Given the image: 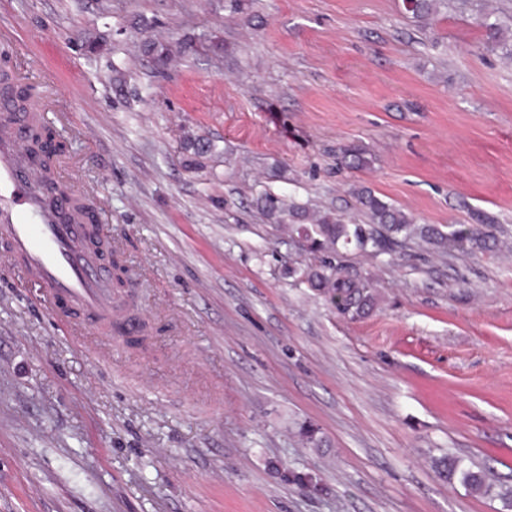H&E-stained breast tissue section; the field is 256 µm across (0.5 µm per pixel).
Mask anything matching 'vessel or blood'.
<instances>
[{
	"mask_svg": "<svg viewBox=\"0 0 512 512\" xmlns=\"http://www.w3.org/2000/svg\"><path fill=\"white\" fill-rule=\"evenodd\" d=\"M32 121L0 99V239L8 257L50 300L67 299L95 321L117 316L110 276L82 247L83 225L72 219L74 195L49 197L46 179L25 157Z\"/></svg>",
	"mask_w": 512,
	"mask_h": 512,
	"instance_id": "vessel-or-blood-1",
	"label": "vessel or blood"
}]
</instances>
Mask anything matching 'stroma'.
I'll return each instance as SVG.
<instances>
[{
    "label": "stroma",
    "instance_id": "stroma-1",
    "mask_svg": "<svg viewBox=\"0 0 512 512\" xmlns=\"http://www.w3.org/2000/svg\"><path fill=\"white\" fill-rule=\"evenodd\" d=\"M491 4L512 23V0H448L426 27L402 0H0V58L49 95L147 338L66 334L0 263V512H505L434 467L512 487V59L476 23ZM184 35L165 66L144 50ZM189 135L214 146L190 168ZM350 145L368 168L341 167ZM361 187L420 225L491 218L500 246L344 251L378 300L340 317L254 200L348 218ZM440 473L448 480L458 478L459 481L472 492L490 495L494 484L490 478L489 469L485 466L471 463L469 467L463 466L462 461L456 457H443L437 462Z\"/></svg>",
    "mask_w": 512,
    "mask_h": 512
}]
</instances>
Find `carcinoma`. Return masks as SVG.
I'll return each mask as SVG.
<instances>
[{
	"label": "carcinoma",
	"mask_w": 512,
	"mask_h": 512,
	"mask_svg": "<svg viewBox=\"0 0 512 512\" xmlns=\"http://www.w3.org/2000/svg\"><path fill=\"white\" fill-rule=\"evenodd\" d=\"M406 11L422 23H430L440 13L442 0H409ZM489 39L507 46L505 34L509 29L498 22L490 21V15H483ZM191 49V40L178 42L176 49L162 44L151 43L147 50L152 52L158 64L164 65L174 53H184ZM31 142L39 147L35 153L39 167L45 172L53 171L67 156L68 147L57 139L53 127L39 120L30 129ZM183 149L191 155V160L206 157L212 152V143L202 137H188ZM342 163L351 169H362L370 165V160L360 148L348 147L342 150ZM359 210L364 216L360 223L347 222L338 215L320 214L309 207L289 201L284 197L262 192L256 198V205L276 224H286L290 232L306 245L305 251L322 255L321 265L316 268L296 267L291 274L306 281L310 287L319 291L327 302L342 315H359L372 303L368 280L350 270L344 264L335 261L334 255L339 249H353L362 253L382 254L404 244L407 240L418 238L427 244L438 247L466 250H487L496 246L492 227H480L478 224H450L444 231L434 225H416L415 219L392 203L382 200L367 188L355 190ZM111 260L112 286L122 288L131 281L128 269L122 260L121 249L104 240ZM437 468L447 479L454 478L475 493L490 495L494 484L489 469L472 463L465 466L456 457L448 456L437 462Z\"/></svg>",
	"instance_id": "1"
}]
</instances>
